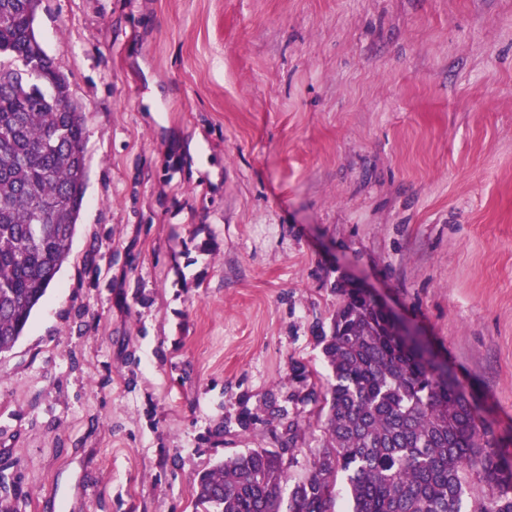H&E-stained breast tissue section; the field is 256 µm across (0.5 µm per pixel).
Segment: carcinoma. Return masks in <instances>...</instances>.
I'll list each match as a JSON object with an SVG mask.
<instances>
[{
    "label": "carcinoma",
    "mask_w": 512,
    "mask_h": 512,
    "mask_svg": "<svg viewBox=\"0 0 512 512\" xmlns=\"http://www.w3.org/2000/svg\"><path fill=\"white\" fill-rule=\"evenodd\" d=\"M35 0H0V353L11 350L67 260L87 179L82 113L36 37ZM322 337L332 380L311 400L326 441L291 482L293 437L230 456L199 476L213 512H462L465 479L512 512V460L487 438L448 367L399 336L357 288Z\"/></svg>",
    "instance_id": "obj_1"
}]
</instances>
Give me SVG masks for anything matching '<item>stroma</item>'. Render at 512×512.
I'll return each mask as SVG.
<instances>
[{
	"mask_svg": "<svg viewBox=\"0 0 512 512\" xmlns=\"http://www.w3.org/2000/svg\"><path fill=\"white\" fill-rule=\"evenodd\" d=\"M34 28L87 182L0 354V512H196L291 425L303 478L343 283L512 452V0H41Z\"/></svg>",
	"mask_w": 512,
	"mask_h": 512,
	"instance_id": "1",
	"label": "stroma"
}]
</instances>
